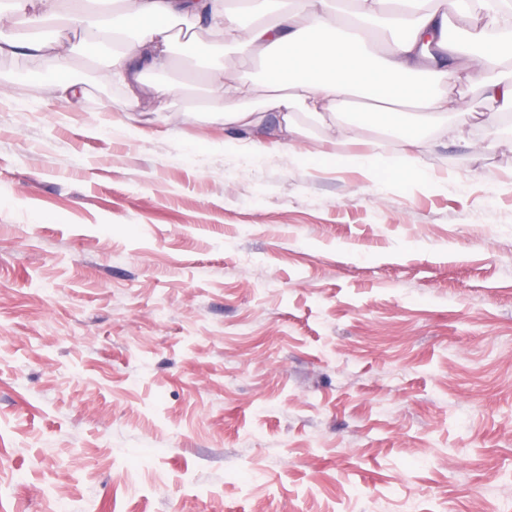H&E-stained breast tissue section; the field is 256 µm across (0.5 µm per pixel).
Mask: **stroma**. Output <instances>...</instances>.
<instances>
[{
    "mask_svg": "<svg viewBox=\"0 0 512 512\" xmlns=\"http://www.w3.org/2000/svg\"><path fill=\"white\" fill-rule=\"evenodd\" d=\"M176 40L162 118L75 57L0 58V512H512V131L438 139L447 190L225 155ZM201 159L186 161L187 145Z\"/></svg>",
    "mask_w": 512,
    "mask_h": 512,
    "instance_id": "obj_1",
    "label": "stroma"
}]
</instances>
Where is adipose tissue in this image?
I'll return each mask as SVG.
<instances>
[{
  "mask_svg": "<svg viewBox=\"0 0 512 512\" xmlns=\"http://www.w3.org/2000/svg\"><path fill=\"white\" fill-rule=\"evenodd\" d=\"M382 0H242L233 8L229 0H12L10 10L0 9V57L29 51L32 61L52 57L57 67L45 78V90L59 103L78 102L81 90L67 77V62L80 52L109 62L112 77L128 91L129 114H137L141 98L153 94L165 99V86L145 87L146 72L164 69L176 19L189 17L206 23L225 42L244 43L264 61L270 89L269 108L278 110L277 145L299 161L315 153L301 143L292 109L330 123L341 141H358L370 126L395 134L400 150L392 155L336 154L329 163L339 169L363 171L369 189L392 185L419 190L431 186L418 155L424 146L421 129L435 116L446 117L443 136L472 139L474 125L454 86L480 84L499 111L512 112V75L497 67L512 53V0H389L382 36L392 47L377 56L369 38ZM464 10L503 24L497 43H488L483 31L471 30L447 37L448 13ZM22 14L31 30L62 21L64 27L82 30L79 42L57 34L47 40L18 32L12 17ZM438 42L448 61L437 60L427 45ZM199 77L212 107L225 125L250 142V157L261 163L268 148L253 139L261 116L237 109L252 92L248 80L227 74L224 67H204ZM356 94L372 101L371 111L345 112L344 98ZM414 111H404V104Z\"/></svg>",
  "mask_w": 512,
  "mask_h": 512,
  "instance_id": "1",
  "label": "adipose tissue"
}]
</instances>
